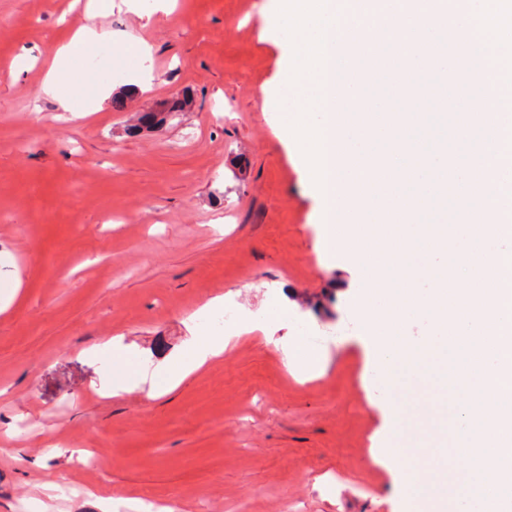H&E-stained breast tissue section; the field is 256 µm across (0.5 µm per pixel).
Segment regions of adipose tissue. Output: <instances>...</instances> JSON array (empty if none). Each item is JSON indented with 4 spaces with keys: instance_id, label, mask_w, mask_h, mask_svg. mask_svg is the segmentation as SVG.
Instances as JSON below:
<instances>
[{
    "instance_id": "obj_1",
    "label": "adipose tissue",
    "mask_w": 512,
    "mask_h": 512,
    "mask_svg": "<svg viewBox=\"0 0 512 512\" xmlns=\"http://www.w3.org/2000/svg\"><path fill=\"white\" fill-rule=\"evenodd\" d=\"M118 38L112 30L84 26L78 29L68 43L60 46L48 67L42 92L53 98L61 111L73 109L72 94H79L91 106H101L112 88L103 84L98 75L83 60L101 45H117ZM298 306L284 289L272 293L266 313L240 319L233 332L215 331L192 325V334L186 341L181 355L145 363L137 370H130L129 359L134 350L125 345L122 337L115 336L88 349L89 357L104 361L108 376L99 393L114 397L140 388H148L150 396L157 397L175 389L185 378L223 355L232 338L255 333L271 338L280 327L284 312L297 311Z\"/></svg>"
}]
</instances>
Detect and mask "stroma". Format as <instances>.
Segmentation results:
<instances>
[{"label":"stroma","instance_id":"35a3bbf8","mask_svg":"<svg viewBox=\"0 0 512 512\" xmlns=\"http://www.w3.org/2000/svg\"><path fill=\"white\" fill-rule=\"evenodd\" d=\"M266 2L150 15L116 0L91 19L87 0H0V294L21 285L0 313V512H84L90 493L177 512H393L356 335L328 345L312 379L279 344L299 324L244 337L155 398L100 397L106 365L85 355L120 336L160 361L210 299L241 317L279 285L309 326L354 321L357 273L321 264L316 199L274 133L286 46L261 36ZM90 22L125 35V107L57 113L42 80ZM24 54L34 67L12 76ZM176 97L188 107L136 127L139 109Z\"/></svg>","mask_w":512,"mask_h":512}]
</instances>
